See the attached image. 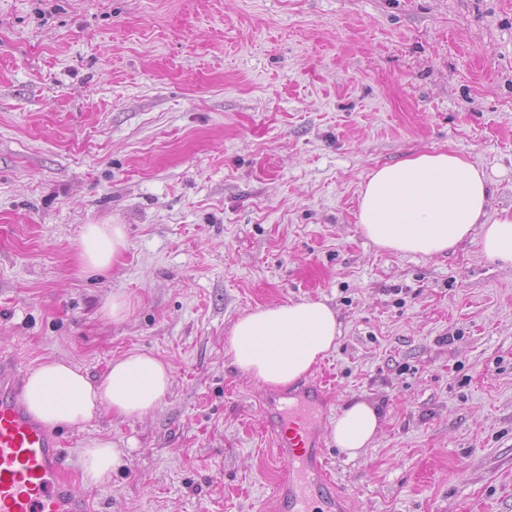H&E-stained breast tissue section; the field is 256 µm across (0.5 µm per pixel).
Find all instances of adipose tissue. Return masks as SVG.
<instances>
[{
	"mask_svg": "<svg viewBox=\"0 0 512 512\" xmlns=\"http://www.w3.org/2000/svg\"><path fill=\"white\" fill-rule=\"evenodd\" d=\"M359 222L379 247L402 254L439 255L480 228L486 255L512 264V213L488 212L487 179L465 155L430 153L370 173L359 200ZM126 247L120 224L86 225L79 260L103 274ZM340 333L335 312L321 301L259 308L241 316L227 341L232 363L265 386L288 384L308 373L336 347ZM168 365L149 354H128L112 361L106 375L90 379L63 360L40 364L28 376L25 397L46 425L80 426L109 409L140 418L168 395ZM379 429L375 408L350 403L332 423L331 439L348 458H356ZM83 478L95 484L123 464L122 452L108 439L83 445Z\"/></svg>",
	"mask_w": 512,
	"mask_h": 512,
	"instance_id": "adipose-tissue-1",
	"label": "adipose tissue"
}]
</instances>
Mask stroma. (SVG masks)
Returning <instances> with one entry per match:
<instances>
[{
  "label": "stroma",
  "mask_w": 512,
  "mask_h": 512,
  "mask_svg": "<svg viewBox=\"0 0 512 512\" xmlns=\"http://www.w3.org/2000/svg\"><path fill=\"white\" fill-rule=\"evenodd\" d=\"M442 151L512 211V0H0V358L173 378L143 418L59 428L94 512H273L269 389L226 342L304 300L341 330L323 434L359 399L380 418L356 459L327 447L348 512H512V266L358 223L374 169ZM88 224L126 230L100 277ZM93 438L124 464L86 484Z\"/></svg>",
  "instance_id": "1"
}]
</instances>
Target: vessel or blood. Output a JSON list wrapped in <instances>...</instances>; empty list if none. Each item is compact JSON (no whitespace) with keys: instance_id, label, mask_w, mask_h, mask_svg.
Masks as SVG:
<instances>
[{"instance_id":"obj_1","label":"vessel or blood","mask_w":512,"mask_h":512,"mask_svg":"<svg viewBox=\"0 0 512 512\" xmlns=\"http://www.w3.org/2000/svg\"><path fill=\"white\" fill-rule=\"evenodd\" d=\"M327 401L304 386L266 395L261 426L272 440L271 462L283 466L275 512H343L322 440ZM57 433L29 410L16 364L0 361V512H91L71 481Z\"/></svg>"}]
</instances>
